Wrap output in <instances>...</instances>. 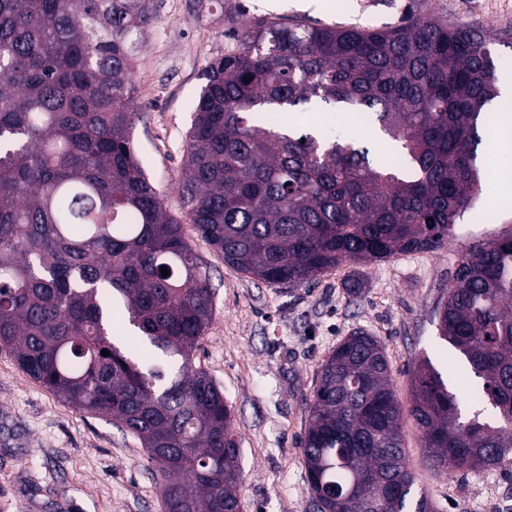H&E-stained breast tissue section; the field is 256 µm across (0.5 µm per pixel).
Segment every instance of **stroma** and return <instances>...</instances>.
<instances>
[{"label": "stroma", "instance_id": "stroma-1", "mask_svg": "<svg viewBox=\"0 0 512 512\" xmlns=\"http://www.w3.org/2000/svg\"><path fill=\"white\" fill-rule=\"evenodd\" d=\"M154 20L140 44L133 76L137 110L132 136L169 214L211 276L214 313L196 363L218 384L241 437L243 512H317L300 443L305 407L321 364L355 332L387 349L391 380L410 407L408 370L429 357L445 370L451 352L440 340L435 309L444 302L460 255L469 246L512 235V201L499 199L485 136L479 150L484 188L461 213L456 237L435 252L341 264L298 288L239 273L203 239L178 193L186 135L203 70L235 42L230 28L266 17L364 29L396 23L406 9L434 20L460 18L494 37L496 56L512 57V0H153ZM360 288L352 297L351 288ZM415 476L413 497L436 512H512V465L466 475L437 474L412 419L403 423ZM0 512H163L162 483L132 435L77 411L24 373L0 349Z\"/></svg>", "mask_w": 512, "mask_h": 512}]
</instances>
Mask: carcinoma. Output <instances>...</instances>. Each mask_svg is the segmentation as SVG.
<instances>
[{"label": "carcinoma", "mask_w": 512, "mask_h": 512, "mask_svg": "<svg viewBox=\"0 0 512 512\" xmlns=\"http://www.w3.org/2000/svg\"><path fill=\"white\" fill-rule=\"evenodd\" d=\"M151 14V0H0V348L77 411L137 438L164 512H242L232 411L195 364L210 277L131 139ZM232 34L237 49L202 73L179 183L190 223L225 263L300 287L343 262L444 248L481 191L490 39L425 15L378 30L263 18ZM305 105L388 136L397 165L354 132L289 123ZM438 331L482 383L463 397L429 359L413 362L407 413L431 467L511 462V235L462 253ZM472 401L483 407L468 418ZM404 413L385 346L346 337L306 408L319 512H368L380 494V512H432L425 496L411 503ZM388 480L401 492L383 494Z\"/></svg>", "instance_id": "obj_1"}]
</instances>
